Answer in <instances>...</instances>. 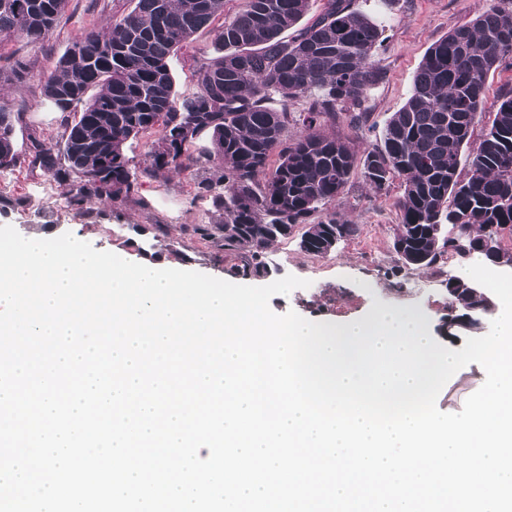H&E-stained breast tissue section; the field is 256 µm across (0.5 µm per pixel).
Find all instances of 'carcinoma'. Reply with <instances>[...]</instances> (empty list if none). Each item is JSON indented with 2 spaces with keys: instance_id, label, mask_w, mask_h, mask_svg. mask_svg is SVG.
Masks as SVG:
<instances>
[{
  "instance_id": "carcinoma-1",
  "label": "carcinoma",
  "mask_w": 512,
  "mask_h": 512,
  "mask_svg": "<svg viewBox=\"0 0 512 512\" xmlns=\"http://www.w3.org/2000/svg\"><path fill=\"white\" fill-rule=\"evenodd\" d=\"M243 0L215 31L217 56L196 70V91L178 96L171 55L224 13V0H135L106 33L83 28L55 68L40 79L41 95L60 112H78L60 139L33 140L29 165L50 175L67 202L90 196L116 200L143 178L172 172L195 177L198 194L224 210V222L204 227L243 251L245 275L261 274L268 246L296 226L300 247L322 255L337 231L357 235L356 224L312 217L343 198L357 156L348 142L322 134L336 121L363 127L362 107L384 77L376 60L383 25L352 7L326 0ZM65 0H0V35L43 40ZM512 56V0H491L487 10L454 28L424 55L405 104L391 113L379 142L366 150L360 175L375 191L402 181L394 243L429 267L445 253L467 257L483 232L512 230V95L501 97L491 126L467 155L486 97V79ZM304 99L305 107L291 110ZM299 132L288 142V127ZM202 133L210 148L191 146ZM148 137L146 163L131 166L129 141ZM12 111L0 105V170L17 166ZM450 224L455 236L440 238ZM464 312L485 292L448 280Z\"/></svg>"
}]
</instances>
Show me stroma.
Returning a JSON list of instances; mask_svg holds the SVG:
<instances>
[{"instance_id": "obj_1", "label": "stroma", "mask_w": 512, "mask_h": 512, "mask_svg": "<svg viewBox=\"0 0 512 512\" xmlns=\"http://www.w3.org/2000/svg\"><path fill=\"white\" fill-rule=\"evenodd\" d=\"M489 0H354L356 9L385 27L384 48L379 54L385 77L372 90L364 109L368 122L364 136L348 123L325 127V134L347 139L356 152L375 144L391 112L401 108L411 94L416 70L428 47L488 9ZM132 0H69L56 27L41 42L29 43L0 36V103L20 115L15 124L18 153H27L31 138L60 137L62 113L40 94L39 77L54 69L83 26L92 24L105 32L113 20L129 12ZM215 54L212 28L200 30L178 49L171 60L178 95L195 91L199 62ZM29 61L30 74L22 81L4 78L15 59ZM487 96L475 135L490 125L498 99L512 92V58L504 59L487 77ZM403 194L399 180L374 193L360 174H353L349 189L334 211H321L319 220L336 214L356 224L357 236L339 242L334 251L316 256L300 247L301 229L277 239L265 252V270L257 276L236 274L241 255L224 250L219 239L200 235L199 225L219 224L224 212L211 199L198 197L189 173L164 179L143 180L137 193L115 202L85 199L81 210L69 207L62 187L27 161L0 173V226H13L22 236L40 234L54 238L65 233L82 236L94 249L109 251L132 262L180 263L232 283L262 286L286 275L308 280L305 288L271 297L269 306L279 315L293 311L314 321L356 320L367 316L372 305L407 309L421 315L435 340L452 350L462 349L466 331L448 335V280L465 278L466 267L478 255L442 256L430 267L399 269L394 232L399 222L397 203ZM485 381L484 369L475 363L458 370L437 398L441 411H461L465 400Z\"/></svg>"}]
</instances>
